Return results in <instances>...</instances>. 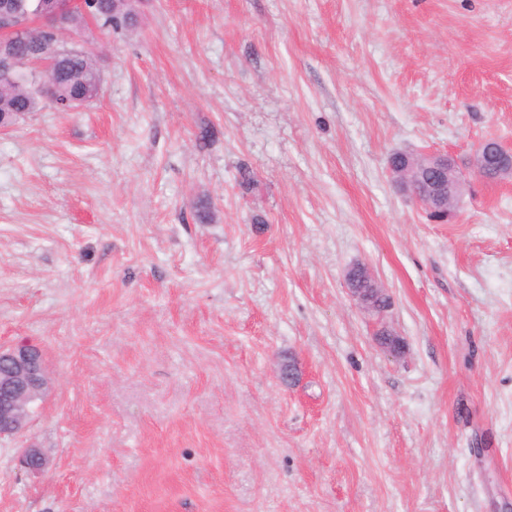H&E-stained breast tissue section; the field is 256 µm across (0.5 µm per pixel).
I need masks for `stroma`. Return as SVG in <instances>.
Here are the masks:
<instances>
[{"label": "stroma", "mask_w": 512, "mask_h": 512, "mask_svg": "<svg viewBox=\"0 0 512 512\" xmlns=\"http://www.w3.org/2000/svg\"><path fill=\"white\" fill-rule=\"evenodd\" d=\"M140 15L65 34L96 99L0 134V346L50 376L0 442V512H512V182L469 180L436 224L388 174L512 147V0ZM18 462L24 471L32 474L40 473L47 464L46 457L40 448H34L32 446L21 448Z\"/></svg>", "instance_id": "35a3bbf8"}]
</instances>
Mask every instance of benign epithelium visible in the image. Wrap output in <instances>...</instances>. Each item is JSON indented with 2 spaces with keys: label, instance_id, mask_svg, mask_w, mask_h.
I'll use <instances>...</instances> for the list:
<instances>
[{
  "label": "benign epithelium",
  "instance_id": "1",
  "mask_svg": "<svg viewBox=\"0 0 512 512\" xmlns=\"http://www.w3.org/2000/svg\"><path fill=\"white\" fill-rule=\"evenodd\" d=\"M82 6V0H39L35 25H50ZM30 26L17 19L8 7H0V42L15 31ZM32 64L23 60L14 49L0 47V73L13 74ZM494 168L499 181H512V151L496 139L484 141L471 161V171L485 179L489 168ZM394 181L403 187L412 200L423 210L436 206L453 205L465 185L463 174L454 160L445 153H420L405 155V165H389ZM378 342L388 353H404L402 339L389 331L378 333ZM49 378L42 350L35 344L20 342L0 348V438L20 435L29 423L30 412L26 403L44 395ZM20 467L28 473H39L46 467V457L38 448L29 446L20 450Z\"/></svg>",
  "mask_w": 512,
  "mask_h": 512
}]
</instances>
